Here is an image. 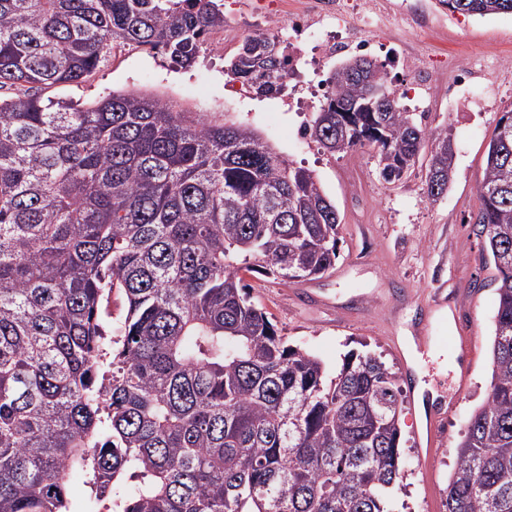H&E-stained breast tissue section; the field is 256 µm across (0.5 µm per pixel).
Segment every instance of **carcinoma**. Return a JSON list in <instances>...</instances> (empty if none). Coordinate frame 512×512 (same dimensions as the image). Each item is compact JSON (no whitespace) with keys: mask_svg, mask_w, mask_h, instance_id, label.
I'll return each instance as SVG.
<instances>
[{"mask_svg":"<svg viewBox=\"0 0 512 512\" xmlns=\"http://www.w3.org/2000/svg\"><path fill=\"white\" fill-rule=\"evenodd\" d=\"M512 14V0H439ZM224 28L219 0H0V512H73L68 474L103 512H394L396 375L371 353L330 367L280 336L242 285L336 265L340 218L316 175L249 126L114 93L88 109L33 89L79 82L115 45L182 68ZM288 56L267 30L224 73L267 96ZM305 132L331 154L376 149L400 181L448 131L399 102L364 56L328 76ZM488 144L469 216L497 276L492 380L458 443L445 512H512V112ZM119 292L126 312L112 328Z\"/></svg>","mask_w":512,"mask_h":512,"instance_id":"obj_1","label":"carcinoma"}]
</instances>
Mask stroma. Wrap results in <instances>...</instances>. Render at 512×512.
I'll return each instance as SVG.
<instances>
[{"instance_id": "obj_1", "label": "stroma", "mask_w": 512, "mask_h": 512, "mask_svg": "<svg viewBox=\"0 0 512 512\" xmlns=\"http://www.w3.org/2000/svg\"><path fill=\"white\" fill-rule=\"evenodd\" d=\"M435 20L410 33L420 51L486 53L502 65L495 91L473 112H432L426 124L448 130L456 150L453 180L439 200L425 193L424 167L389 184L366 147L330 155L300 132L305 113L281 99L250 95L232 101L224 89V54L202 47L189 69L134 45L77 83L42 90L44 100L87 107L116 92H142L192 112H221L255 129L264 140L320 180L340 213L339 258L322 278L283 284L248 273L253 301L289 344L329 364L369 351L395 372L403 400L402 512H445L448 477L472 412L489 392L490 336L497 305L496 270L468 216L477 205L484 158L503 113L512 111V14L462 16L427 0ZM429 338L419 354L416 336ZM440 387L456 407L442 425L433 454L417 446L421 414L412 397L417 382Z\"/></svg>"}]
</instances>
